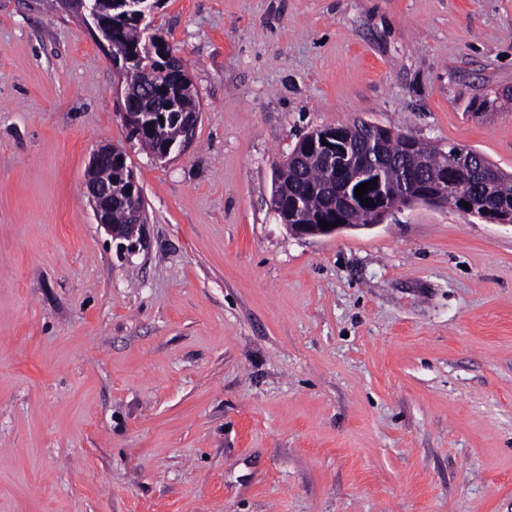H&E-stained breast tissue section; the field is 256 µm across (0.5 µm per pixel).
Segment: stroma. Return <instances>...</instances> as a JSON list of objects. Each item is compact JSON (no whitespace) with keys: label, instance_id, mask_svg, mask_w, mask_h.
Returning <instances> with one entry per match:
<instances>
[{"label":"stroma","instance_id":"obj_1","mask_svg":"<svg viewBox=\"0 0 512 512\" xmlns=\"http://www.w3.org/2000/svg\"><path fill=\"white\" fill-rule=\"evenodd\" d=\"M146 21L200 108L166 162L77 17L0 0V512H512V227L417 204L300 237L271 207L299 138L358 119L512 173V0ZM105 143L130 256L82 192Z\"/></svg>","mask_w":512,"mask_h":512}]
</instances>
